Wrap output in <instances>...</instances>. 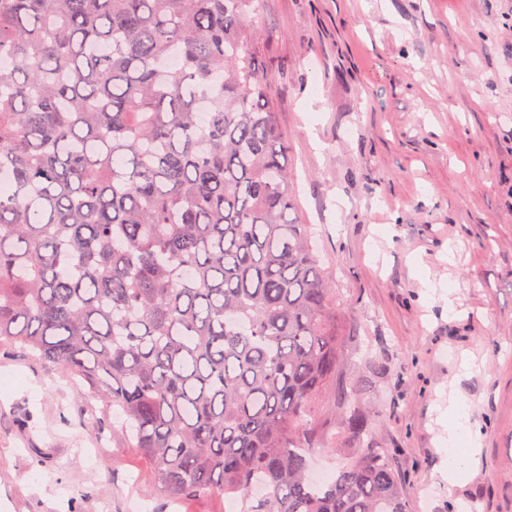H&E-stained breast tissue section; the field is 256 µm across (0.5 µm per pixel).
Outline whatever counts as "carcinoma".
<instances>
[{"label":"carcinoma","instance_id":"cac0c4a2","mask_svg":"<svg viewBox=\"0 0 512 512\" xmlns=\"http://www.w3.org/2000/svg\"><path fill=\"white\" fill-rule=\"evenodd\" d=\"M260 4L0 0V344L117 407L173 501L407 512L365 409L339 421L351 460L310 477L343 336L253 62Z\"/></svg>","mask_w":512,"mask_h":512}]
</instances>
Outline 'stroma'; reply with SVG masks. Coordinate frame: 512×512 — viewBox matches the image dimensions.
<instances>
[{
	"instance_id": "obj_1",
	"label": "stroma",
	"mask_w": 512,
	"mask_h": 512,
	"mask_svg": "<svg viewBox=\"0 0 512 512\" xmlns=\"http://www.w3.org/2000/svg\"><path fill=\"white\" fill-rule=\"evenodd\" d=\"M253 57L346 337L311 403L315 467L348 463L337 420L380 357L386 375L363 404L407 512H512V0H262ZM452 384L482 448L451 486L437 417ZM121 422L66 374L0 347V512H228L220 496L154 494Z\"/></svg>"
}]
</instances>
